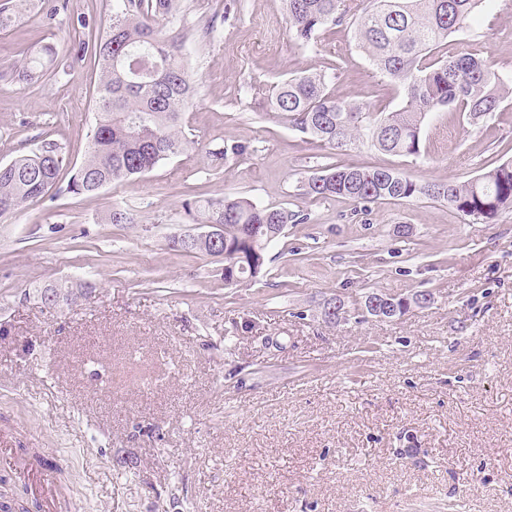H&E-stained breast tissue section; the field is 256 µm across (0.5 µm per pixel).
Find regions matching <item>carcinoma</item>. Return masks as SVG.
I'll list each match as a JSON object with an SVG mask.
<instances>
[{
  "label": "carcinoma",
  "instance_id": "carcinoma-1",
  "mask_svg": "<svg viewBox=\"0 0 512 512\" xmlns=\"http://www.w3.org/2000/svg\"><path fill=\"white\" fill-rule=\"evenodd\" d=\"M291 37L302 45L321 31L348 23L356 47L376 70L403 87L406 103L397 109L370 111L361 104L336 99L328 85L338 66L282 81L270 99L275 112L299 132L342 149L365 143L401 156L420 153L426 117L442 109L459 113L469 123L488 118L512 98V78L470 53L442 59L433 50L467 30L490 0H284ZM36 7V0H3L0 30ZM182 12V0H115L105 34L80 21L73 28L72 50L78 58L98 60V119L90 132L88 154L71 176L69 193L91 195L195 148L184 129L183 115L195 92L184 38L166 34L159 21ZM57 49L41 44L25 57L12 77L35 84L59 75ZM249 146L226 142L217 155L228 161L248 153ZM65 165L62 147L44 140L29 155L0 164V218L26 202L55 189ZM303 195L312 199L345 198L363 205L428 197L443 200L475 220L489 222L512 208V162L503 163L466 182L419 181L387 168L334 165L306 177ZM193 224H222L229 244L227 265L245 267L246 279L261 273L270 243L271 224H287L298 215L268 208L242 197H197L183 204ZM94 286L84 282L54 285L57 306L88 296Z\"/></svg>",
  "mask_w": 512,
  "mask_h": 512
}]
</instances>
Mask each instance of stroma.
<instances>
[{"mask_svg":"<svg viewBox=\"0 0 512 512\" xmlns=\"http://www.w3.org/2000/svg\"><path fill=\"white\" fill-rule=\"evenodd\" d=\"M0 31V71L54 43L67 67L32 87L0 80V163L57 141L80 164L98 71L71 54L72 22L108 23L112 0H48ZM184 0L196 142L151 173L93 196L64 190L0 218V448L53 459L62 512H512V208L491 222L440 200L356 204L302 195L331 163L469 181L512 162V102L471 125L426 119L416 156L329 149L269 106L273 87L338 64L332 94L371 110L404 104L348 26L297 46L283 0ZM443 56L478 53L512 75V0H494ZM233 139L246 155L212 152ZM245 197L298 214L257 278L170 249L192 231L182 203ZM132 224H111L112 207ZM413 227L400 237L396 225ZM95 283L57 307L44 287ZM431 294L368 317L369 292ZM348 316L326 323L325 302Z\"/></svg>","mask_w":512,"mask_h":512,"instance_id":"stroma-1","label":"stroma"}]
</instances>
